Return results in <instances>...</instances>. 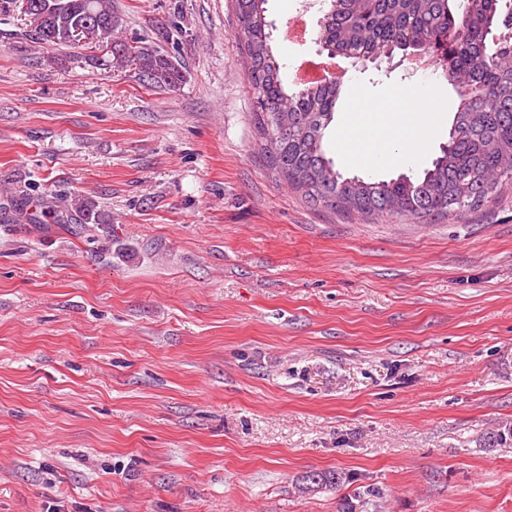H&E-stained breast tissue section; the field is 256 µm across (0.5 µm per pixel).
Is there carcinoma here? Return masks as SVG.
I'll return each mask as SVG.
<instances>
[{"mask_svg": "<svg viewBox=\"0 0 512 512\" xmlns=\"http://www.w3.org/2000/svg\"><path fill=\"white\" fill-rule=\"evenodd\" d=\"M267 0H234L238 39L253 90L257 132L274 176L298 191L313 207L366 219L391 217L432 224L475 210L512 183V0H324L320 41L338 56L371 62L415 48L444 55L442 69L458 96L448 142L432 166L416 175L389 180L346 176L327 156L324 141L341 98L334 82L294 89L276 63L265 20ZM40 8L43 21L29 30L33 44L50 46V61L100 70L135 67L142 82L176 88L184 79L179 63L161 43L133 45L112 38L118 20L112 0H0V16L29 15ZM88 24L91 53L69 52L66 34ZM0 222L70 224L80 234L87 224H103L97 204L45 202L27 191L0 207ZM335 471H310L301 493L339 485Z\"/></svg>", "mask_w": 512, "mask_h": 512, "instance_id": "cac0c4a2", "label": "carcinoma"}]
</instances>
